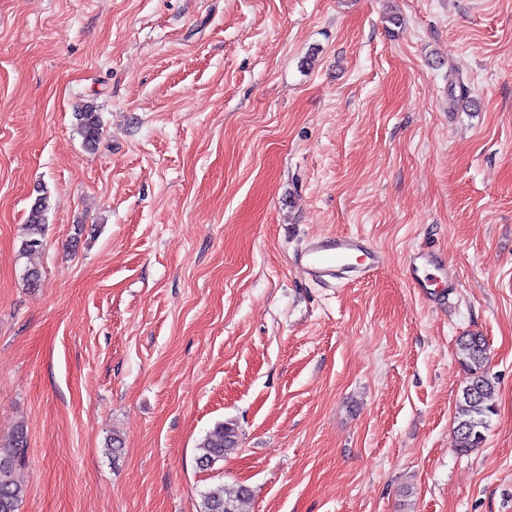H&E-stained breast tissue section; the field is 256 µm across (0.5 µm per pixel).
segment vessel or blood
Segmentation results:
<instances>
[{
	"mask_svg": "<svg viewBox=\"0 0 512 512\" xmlns=\"http://www.w3.org/2000/svg\"><path fill=\"white\" fill-rule=\"evenodd\" d=\"M386 257L360 234L344 233L316 237L307 241L293 257V263L313 282L356 281L369 278L381 269ZM445 264L430 252L414 253L408 262L411 284L427 288L438 281Z\"/></svg>",
	"mask_w": 512,
	"mask_h": 512,
	"instance_id": "1",
	"label": "vessel or blood"
}]
</instances>
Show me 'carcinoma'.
<instances>
[{
    "label": "carcinoma",
    "instance_id": "1",
    "mask_svg": "<svg viewBox=\"0 0 512 512\" xmlns=\"http://www.w3.org/2000/svg\"><path fill=\"white\" fill-rule=\"evenodd\" d=\"M78 130L84 143L96 146L102 134L101 120L96 107L85 105L75 113ZM49 210L48 197L35 200L25 219L24 236L20 255L29 258L44 247V234ZM458 359L466 373L461 390L459 411L456 417V446L460 452L479 448L486 440L494 408L489 400L494 383L488 375L487 345L484 338L473 334L461 338L458 343ZM238 445V428L232 422H218L202 437L198 448L197 465L211 468L224 456L234 452ZM27 448V434L23 426H17L12 434L0 439V512H19L24 489L17 479ZM249 487L240 485L229 491L219 486L202 494L200 512H245L244 506L251 499Z\"/></svg>",
    "mask_w": 512,
    "mask_h": 512
}]
</instances>
